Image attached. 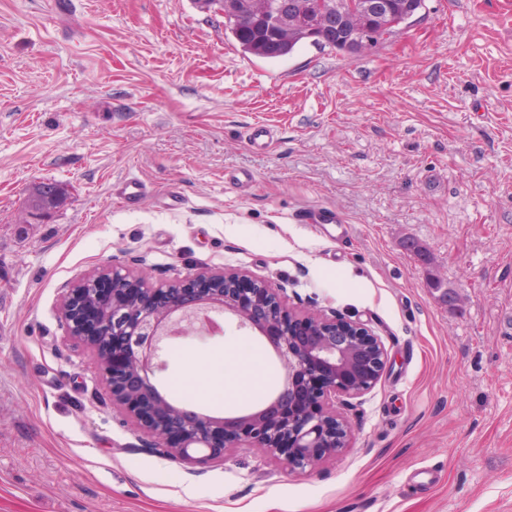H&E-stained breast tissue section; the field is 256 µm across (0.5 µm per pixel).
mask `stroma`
Instances as JSON below:
<instances>
[{
  "label": "stroma",
  "mask_w": 512,
  "mask_h": 512,
  "mask_svg": "<svg viewBox=\"0 0 512 512\" xmlns=\"http://www.w3.org/2000/svg\"><path fill=\"white\" fill-rule=\"evenodd\" d=\"M131 177L147 193L126 207ZM42 182L63 202L27 216ZM103 264L243 270L362 320L389 363L350 448L293 471L148 452L57 309ZM228 341L265 390L185 397ZM166 361L155 385L205 413L255 411L282 377L230 315ZM0 512H512V0H425L362 56L275 60L195 0H0Z\"/></svg>",
  "instance_id": "obj_1"
}]
</instances>
